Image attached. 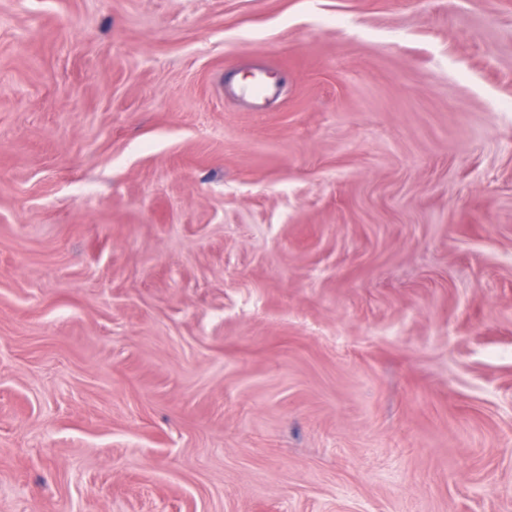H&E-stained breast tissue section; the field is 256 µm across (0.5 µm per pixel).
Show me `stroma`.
<instances>
[{
	"instance_id": "1",
	"label": "stroma",
	"mask_w": 512,
	"mask_h": 512,
	"mask_svg": "<svg viewBox=\"0 0 512 512\" xmlns=\"http://www.w3.org/2000/svg\"><path fill=\"white\" fill-rule=\"evenodd\" d=\"M0 512H512V0H0Z\"/></svg>"
}]
</instances>
